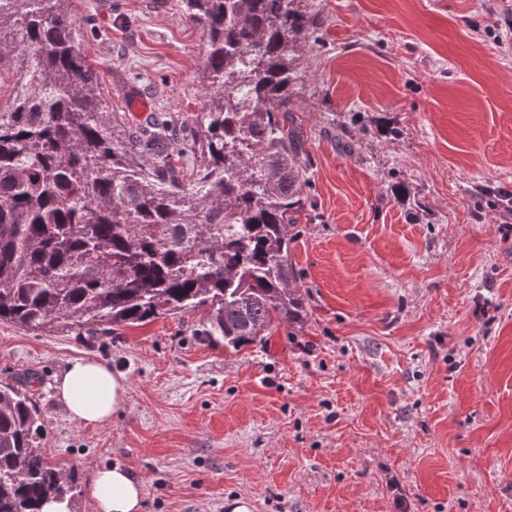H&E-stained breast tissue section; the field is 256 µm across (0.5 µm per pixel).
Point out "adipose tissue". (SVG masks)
<instances>
[{
    "label": "adipose tissue",
    "instance_id": "obj_1",
    "mask_svg": "<svg viewBox=\"0 0 512 512\" xmlns=\"http://www.w3.org/2000/svg\"><path fill=\"white\" fill-rule=\"evenodd\" d=\"M55 390L70 418L82 424L109 421L127 398L125 377L88 358L70 362ZM89 494L97 512H140L143 484L114 466L96 472Z\"/></svg>",
    "mask_w": 512,
    "mask_h": 512
}]
</instances>
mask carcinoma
<instances>
[{
	"label": "carcinoma",
	"instance_id": "obj_1",
	"mask_svg": "<svg viewBox=\"0 0 512 512\" xmlns=\"http://www.w3.org/2000/svg\"><path fill=\"white\" fill-rule=\"evenodd\" d=\"M72 2L0 0L17 85L0 107V322L73 332L205 308L203 334L233 351L277 321L302 326L290 229L309 178L290 100L305 0H181L209 39L186 180L170 162L183 151L173 126L151 116L114 136ZM360 134L341 126L342 148ZM41 431L29 384L1 383L0 512L79 494Z\"/></svg>",
	"mask_w": 512,
	"mask_h": 512
}]
</instances>
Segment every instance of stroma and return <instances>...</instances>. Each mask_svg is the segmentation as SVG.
I'll list each match as a JSON object with an SVG mask.
<instances>
[{"instance_id": "35a3bbf8", "label": "stroma", "mask_w": 512, "mask_h": 512, "mask_svg": "<svg viewBox=\"0 0 512 512\" xmlns=\"http://www.w3.org/2000/svg\"><path fill=\"white\" fill-rule=\"evenodd\" d=\"M290 108L310 207L291 257L303 328L235 352L205 310L93 332L0 322V383L32 379L42 444L96 512L97 469L142 512H512V0H308ZM116 134L128 92L190 138L207 35L179 0H73ZM367 128L353 152L340 122ZM75 358L128 384L102 425L55 394ZM97 512H140L143 484L120 466L99 470L89 487Z\"/></svg>"}]
</instances>
